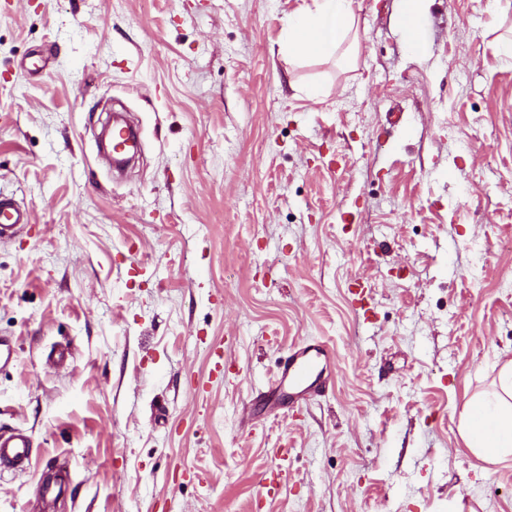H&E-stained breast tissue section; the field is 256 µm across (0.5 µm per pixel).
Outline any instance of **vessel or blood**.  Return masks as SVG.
Returning <instances> with one entry per match:
<instances>
[{
  "mask_svg": "<svg viewBox=\"0 0 512 512\" xmlns=\"http://www.w3.org/2000/svg\"><path fill=\"white\" fill-rule=\"evenodd\" d=\"M30 221L27 208L0 196V242L13 237ZM333 372V353L326 345L302 342L290 347L281 371L266 392L269 407L279 408L284 400L290 406H302L315 395L317 384L330 379ZM31 448V439L23 430L0 434V473L24 470L31 461Z\"/></svg>",
  "mask_w": 512,
  "mask_h": 512,
  "instance_id": "vessel-or-blood-1",
  "label": "vessel or blood"
}]
</instances>
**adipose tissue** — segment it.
<instances>
[{
  "label": "adipose tissue",
  "mask_w": 512,
  "mask_h": 512,
  "mask_svg": "<svg viewBox=\"0 0 512 512\" xmlns=\"http://www.w3.org/2000/svg\"><path fill=\"white\" fill-rule=\"evenodd\" d=\"M353 26L350 0H313L289 15L280 35L281 53L291 62L333 57ZM459 432L482 461L512 456V359L501 366L491 388L468 398Z\"/></svg>",
  "instance_id": "obj_1"
}]
</instances>
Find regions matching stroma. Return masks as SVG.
Returning a JSON list of instances; mask_svg holds the SVG:
<instances>
[{"mask_svg": "<svg viewBox=\"0 0 512 512\" xmlns=\"http://www.w3.org/2000/svg\"><path fill=\"white\" fill-rule=\"evenodd\" d=\"M303 3L0 13V195L32 212L0 243V431L33 444L0 512L61 460L65 512H512V460L459 433L512 359V0H430L418 54L399 0H351L352 58L291 63L279 36ZM112 104L143 140L121 178L98 155ZM303 340L334 378L269 413ZM279 460L282 462L286 461V454L280 452ZM282 462L277 467L269 469L259 480L260 490L256 498L257 501L266 499L276 493L285 470Z\"/></svg>", "mask_w": 512, "mask_h": 512, "instance_id": "1", "label": "stroma"}]
</instances>
